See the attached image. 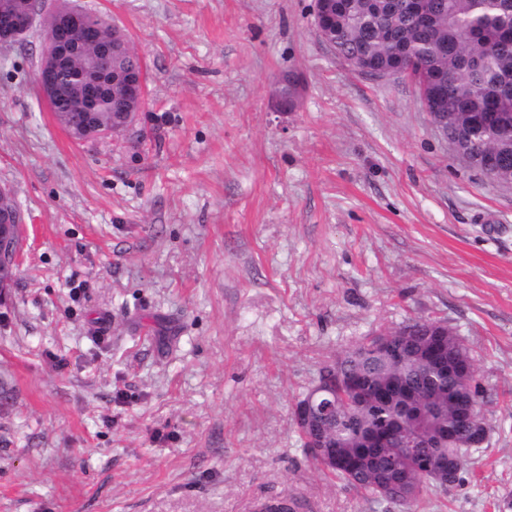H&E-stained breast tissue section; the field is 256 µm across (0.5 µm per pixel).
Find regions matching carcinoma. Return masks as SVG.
I'll use <instances>...</instances> for the list:
<instances>
[{"mask_svg": "<svg viewBox=\"0 0 512 512\" xmlns=\"http://www.w3.org/2000/svg\"><path fill=\"white\" fill-rule=\"evenodd\" d=\"M336 28L328 41L346 61L375 67L417 61L414 80L423 96L444 95L448 128L461 132L466 148L478 157L474 167L498 181L512 182V0H421L433 16L435 36L428 35L410 0H335ZM119 87L107 91L97 120L110 133L121 125ZM438 321L412 318L392 334H409L399 363L380 355L383 331H373L322 367L317 380L334 375L336 412L322 422L320 435L336 446L345 463L328 473L381 504H410L424 498L445 499L468 470L470 434L460 413H483L485 390L476 378L468 349L453 332L443 336L437 357L420 356L421 334ZM383 391L390 400L371 396ZM408 400L417 413L400 418L392 401ZM411 429L423 448L419 453L444 459L441 480L418 468L402 426ZM392 426L395 433L380 455L363 448L365 434ZM437 429L448 438H433Z\"/></svg>", "mask_w": 512, "mask_h": 512, "instance_id": "carcinoma-1", "label": "carcinoma"}]
</instances>
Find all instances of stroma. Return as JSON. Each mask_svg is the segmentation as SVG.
Returning a JSON list of instances; mask_svg holds the SVG:
<instances>
[{
  "label": "stroma",
  "instance_id": "stroma-1",
  "mask_svg": "<svg viewBox=\"0 0 512 512\" xmlns=\"http://www.w3.org/2000/svg\"><path fill=\"white\" fill-rule=\"evenodd\" d=\"M129 38L145 104L74 140L0 47V185L25 215L0 283V512H505L512 183L470 167L415 84L353 69L314 0H81ZM297 106L278 111L283 74ZM461 338L488 437L447 500L371 501L303 453L292 408L410 318ZM300 84L296 78L283 75L277 82L274 97L276 105L281 112H288L295 107L300 97Z\"/></svg>",
  "mask_w": 512,
  "mask_h": 512
}]
</instances>
